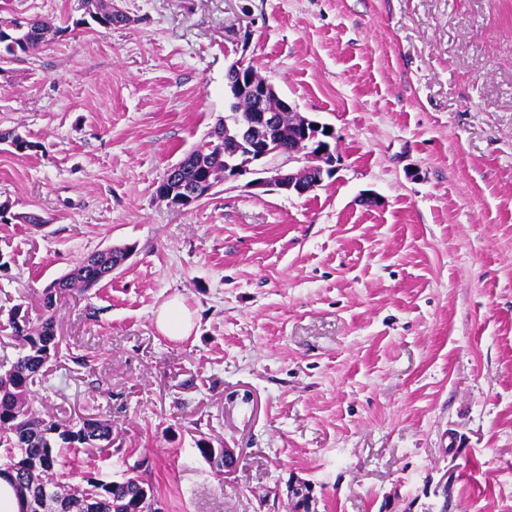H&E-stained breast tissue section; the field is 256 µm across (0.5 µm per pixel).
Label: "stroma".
Segmentation results:
<instances>
[{"label":"stroma","mask_w":512,"mask_h":512,"mask_svg":"<svg viewBox=\"0 0 512 512\" xmlns=\"http://www.w3.org/2000/svg\"><path fill=\"white\" fill-rule=\"evenodd\" d=\"M112 2L106 29L80 0H0L63 29L0 71V133L28 143L0 142V357L10 306L133 248L56 313L36 408L112 421L63 481L136 467L163 512H291L299 484L315 512H512V0ZM238 60L333 127L336 173L167 204ZM173 298L183 340L155 326ZM155 324L163 335L175 340L190 336L194 329L193 316L177 299L170 300L157 309Z\"/></svg>","instance_id":"obj_1"}]
</instances>
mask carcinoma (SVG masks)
Listing matches in <instances>:
<instances>
[{
	"label": "carcinoma",
	"instance_id": "carcinoma-1",
	"mask_svg": "<svg viewBox=\"0 0 512 512\" xmlns=\"http://www.w3.org/2000/svg\"><path fill=\"white\" fill-rule=\"evenodd\" d=\"M89 19L110 28L124 16L106 11L102 0H81ZM61 32L40 17L28 19L27 27L18 29V19L0 16V63H9L21 54L37 50L46 38ZM225 133L219 122L178 164L175 178H163L156 188L161 200L172 203L204 185L209 177L224 171V148L217 138ZM125 246L109 247L84 255L59 280L44 289L41 314L33 320L22 306L9 310L7 328L20 347L19 356L0 375V449L5 459L0 471L14 486L26 504L23 512H84L71 504L90 496L94 512H158L154 488L141 473H126L119 480L104 481L89 476L82 484L57 479L59 450L106 448L112 443V422L101 417H80L65 423L45 418L35 407L32 385L44 376L47 364L57 358L62 340L58 335V303L74 292L84 293L112 276V270L124 256Z\"/></svg>",
	"mask_w": 512,
	"mask_h": 512
}]
</instances>
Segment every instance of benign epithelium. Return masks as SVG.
<instances>
[{
	"mask_svg": "<svg viewBox=\"0 0 512 512\" xmlns=\"http://www.w3.org/2000/svg\"><path fill=\"white\" fill-rule=\"evenodd\" d=\"M236 75L238 85L249 93L252 111L248 118L234 122L236 135L230 148L224 150V173L219 182L225 184L245 174H252L246 187L253 195L272 193L299 196L321 186L325 179L335 174L336 149L331 140L334 132H326L328 125L297 112L296 106L286 97L277 94L275 85L268 79H255L250 67L236 61L228 67ZM288 113L294 133L292 142L285 146L277 135L282 113ZM285 156L290 166L265 165L268 158Z\"/></svg>",
	"mask_w": 512,
	"mask_h": 512,
	"instance_id": "7a95c632",
	"label": "benign epithelium"
}]
</instances>
